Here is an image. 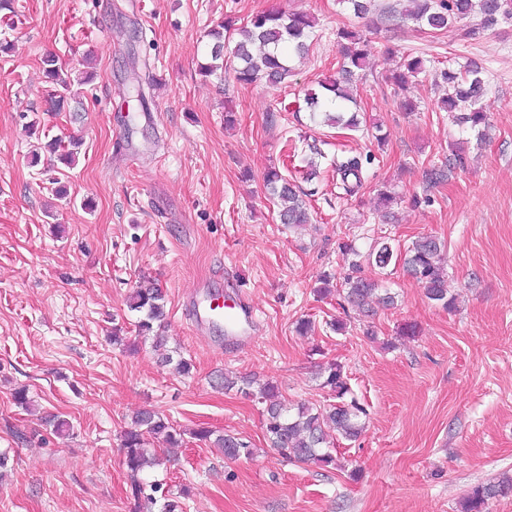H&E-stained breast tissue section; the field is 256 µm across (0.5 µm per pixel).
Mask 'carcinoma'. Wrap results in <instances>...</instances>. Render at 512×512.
Here are the masks:
<instances>
[{"instance_id":"cac0c4a2","label":"carcinoma","mask_w":512,"mask_h":512,"mask_svg":"<svg viewBox=\"0 0 512 512\" xmlns=\"http://www.w3.org/2000/svg\"><path fill=\"white\" fill-rule=\"evenodd\" d=\"M415 4L408 16L431 30H441L471 16L479 22L469 30L477 35L493 29L500 21L512 20V0H410ZM315 21L307 13H286L279 10L256 13L238 28L240 40L233 50L238 65L234 67L235 78L242 84H251L261 77L279 82L290 73V56L305 49V38L314 28ZM216 42L211 49L214 64L209 71L224 68V35L214 33ZM339 52L343 58L336 77L320 84L323 94L309 92L305 102L310 112L321 111L324 101L340 99L356 103L350 85L356 72L363 69L369 55L368 40L356 31L343 29L338 33ZM424 69L423 60L414 57L404 64V71L393 76L394 85L402 89L409 79ZM448 94L445 104L448 112L456 114V120L466 124L476 133L477 140L486 139L490 126L487 112L480 105L484 96V71L478 65H468L459 72L446 73ZM339 176V184L347 195L362 187L364 178L362 163L356 157H338L330 163ZM267 187L276 199L278 215L283 224H306L309 216L306 204L296 185L288 181L279 170L269 169L264 177ZM443 248L432 236H421L405 251L407 271L424 287L427 297L452 311L456 307V295L448 291V272L442 263ZM397 254V247L387 240L374 246L369 257L376 266L384 269ZM344 303L364 312L372 305L384 308L395 303V296L388 289L359 276H347L342 288ZM129 308L140 313L137 321L138 335L145 338L154 332V324L165 317L163 291L151 282H144L129 296ZM159 363L177 374L191 371L192 364L183 357L169 353L161 354ZM323 386L329 388L336 403L324 406L301 404L288 406L272 382L258 383L247 376L224 377V388H235L247 398H255L262 404L261 428L271 448L289 462H314L322 467L339 466L337 457L328 446L327 430L354 440L361 434L367 410L352 394L343 368L331 362L323 368ZM198 440L207 442L224 451L228 459H249L254 448L244 438L231 433L217 434L212 430L194 432ZM175 447L183 438L170 421L158 412L143 408L131 418L130 426L121 439L123 463L130 473L129 494L135 501V509L142 512V505L154 504L152 493L158 491L156 483L147 484L139 474L148 468L163 464L148 445L152 442ZM512 495V477L479 484L472 488L461 503V512H485L488 502Z\"/></svg>"}]
</instances>
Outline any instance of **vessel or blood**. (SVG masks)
<instances>
[{
  "mask_svg": "<svg viewBox=\"0 0 512 512\" xmlns=\"http://www.w3.org/2000/svg\"><path fill=\"white\" fill-rule=\"evenodd\" d=\"M185 314L196 331L203 333L219 323H227L233 336L249 334L255 324L254 309L245 294H238L232 305H224L221 295L194 290L185 301Z\"/></svg>",
  "mask_w": 512,
  "mask_h": 512,
  "instance_id": "b4317fda",
  "label": "vessel or blood"
}]
</instances>
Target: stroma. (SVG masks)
<instances>
[{"label": "stroma", "instance_id": "35a3bbf8", "mask_svg": "<svg viewBox=\"0 0 512 512\" xmlns=\"http://www.w3.org/2000/svg\"><path fill=\"white\" fill-rule=\"evenodd\" d=\"M372 3L358 17L342 0H15L13 19L0 20L11 45L0 54V512H134L120 435L143 407L185 433L182 447H158L166 463L145 475L173 495L188 488L183 512H460L472 487L512 475V22L431 32L384 20L408 0ZM273 7L316 20L291 76L244 85L229 69L201 74L209 30ZM344 28L370 45L356 131L313 124L303 108L338 68ZM408 54L426 71L400 90L389 76ZM49 58L80 79L59 111ZM470 60L487 79L486 144L440 104L443 72ZM145 75L155 80L145 103L126 101ZM58 138L79 141L73 165L48 151ZM310 144L322 155L307 181ZM459 147L468 168L428 183ZM336 155L362 162L355 194L337 193ZM273 166L307 192L311 224L279 222L264 182ZM385 189L397 197L388 219ZM426 234L446 245L455 312L402 264L366 263L363 276L396 305L330 329L340 309L315 287L321 274H347L340 243L364 256L383 238ZM146 280L166 295L161 332L190 375L161 367L136 337L128 298ZM206 284L257 307L245 344L220 328L200 337L183 319L187 291ZM304 318L315 329L302 336ZM407 324L415 335H401ZM116 327L137 352L113 344ZM334 361L368 411L357 440L335 441L336 469L283 460L259 405L218 386L231 371L275 382L288 405L319 406L330 392L317 370ZM20 386L32 409L15 404ZM47 415L70 433L46 429ZM201 428L237 434L256 454L225 458L193 438Z\"/></svg>", "mask_w": 512, "mask_h": 512}]
</instances>
